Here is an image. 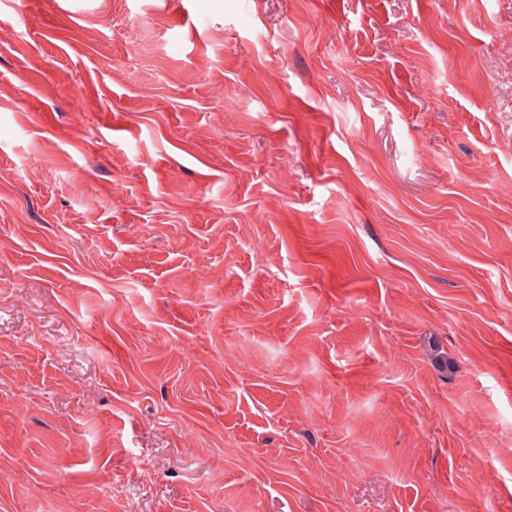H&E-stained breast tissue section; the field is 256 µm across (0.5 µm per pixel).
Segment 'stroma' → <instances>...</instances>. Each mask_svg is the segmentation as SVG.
Segmentation results:
<instances>
[{
	"label": "stroma",
	"mask_w": 512,
	"mask_h": 512,
	"mask_svg": "<svg viewBox=\"0 0 512 512\" xmlns=\"http://www.w3.org/2000/svg\"><path fill=\"white\" fill-rule=\"evenodd\" d=\"M0 512H512V0H0Z\"/></svg>",
	"instance_id": "1"
}]
</instances>
